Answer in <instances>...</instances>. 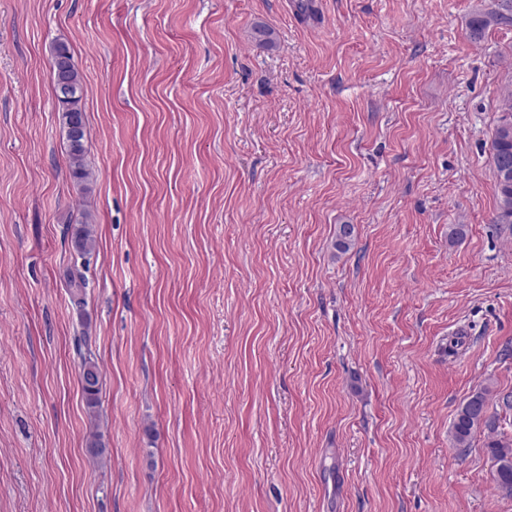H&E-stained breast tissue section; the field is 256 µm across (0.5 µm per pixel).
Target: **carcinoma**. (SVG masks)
Instances as JSON below:
<instances>
[{
	"label": "carcinoma",
	"mask_w": 512,
	"mask_h": 512,
	"mask_svg": "<svg viewBox=\"0 0 512 512\" xmlns=\"http://www.w3.org/2000/svg\"><path fill=\"white\" fill-rule=\"evenodd\" d=\"M512 27V3L497 0L494 8L479 13L469 23L470 37L474 40L483 38L485 33L497 27ZM53 59L58 67L51 70V80H56L58 68L64 67V76L72 84L71 97L59 101L63 117L74 120L82 129L80 137L67 141V156L73 178L77 182L88 185L93 179V172L86 161L85 140L88 136L81 90V75L73 62V55L64 44L54 50ZM501 116L495 128L492 141L493 163L497 174L499 193L498 212L495 217L497 224H512V90L503 94L500 105ZM353 226L343 224L336 235V250L347 252L353 241ZM96 245L94 225L85 221L77 227L74 237V248L81 258H86ZM67 282L71 288V303L76 307L84 305L85 276L78 265L67 268ZM81 367L90 368L92 381L82 384L87 412L90 420L97 417L98 394L100 391V371L97 364L89 357L82 358ZM490 389L485 387L471 394L461 405L452 424V441L456 448L471 447L475 434L486 426L492 428L495 422L488 416ZM486 448L492 459L502 462L495 470L494 479L497 487L504 493L512 495V440L504 437L491 438ZM89 458L97 463L107 460V448L102 442V434L91 433L87 440Z\"/></svg>",
	"instance_id": "obj_1"
}]
</instances>
